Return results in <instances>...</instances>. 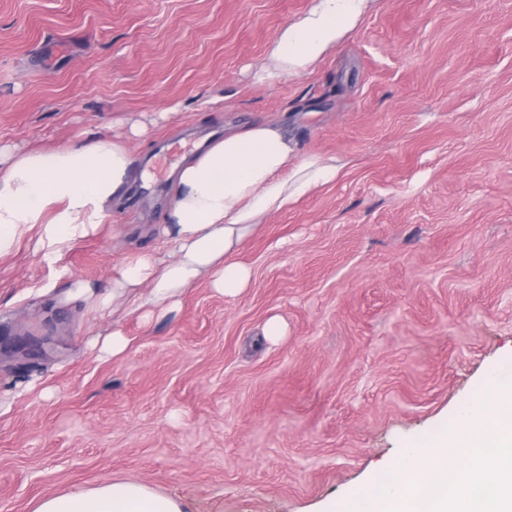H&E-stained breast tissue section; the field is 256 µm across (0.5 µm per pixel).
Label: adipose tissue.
<instances>
[{"mask_svg":"<svg viewBox=\"0 0 512 512\" xmlns=\"http://www.w3.org/2000/svg\"><path fill=\"white\" fill-rule=\"evenodd\" d=\"M378 0H314L299 18L283 25L267 50L256 78L264 84L300 77L335 52ZM0 257L41 228L53 248L102 224L138 172V160L119 141L76 140L48 151L1 149ZM335 158H304L279 124H253L213 140L171 173L162 230L174 253L165 260L134 253L120 264L109 293L134 294L137 309L176 304L185 289L210 280L234 298L247 288L250 269L233 254L261 220L287 211L301 196L334 181ZM34 512H184L183 504L136 481H116L42 498Z\"/></svg>","mask_w":512,"mask_h":512,"instance_id":"ef3b65f1","label":"adipose tissue"}]
</instances>
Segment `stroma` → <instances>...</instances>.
I'll list each match as a JSON object with an SVG mask.
<instances>
[{"label":"stroma","instance_id":"stroma-1","mask_svg":"<svg viewBox=\"0 0 512 512\" xmlns=\"http://www.w3.org/2000/svg\"><path fill=\"white\" fill-rule=\"evenodd\" d=\"M312 3L0 0V145L137 123L148 172L61 261L37 229L0 258V342L38 346L0 358V512L119 480L186 512H349L512 355V0H379L312 74L256 83ZM262 121L343 168L245 240L243 293L101 309L126 254H164L172 169Z\"/></svg>","mask_w":512,"mask_h":512}]
</instances>
